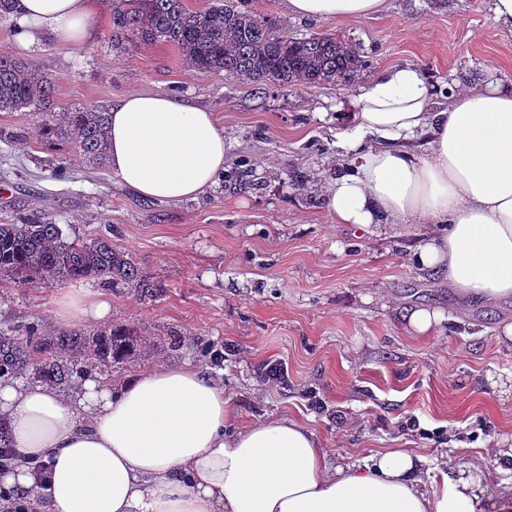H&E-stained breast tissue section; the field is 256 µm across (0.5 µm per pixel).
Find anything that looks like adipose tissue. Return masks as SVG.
<instances>
[{"mask_svg": "<svg viewBox=\"0 0 512 512\" xmlns=\"http://www.w3.org/2000/svg\"><path fill=\"white\" fill-rule=\"evenodd\" d=\"M292 15L358 20L390 0H286ZM88 0H16L20 39L59 45L90 34ZM414 65L364 85L342 148L352 162L323 189L340 224H426L415 257L460 293L512 299V87H459L446 110ZM109 166L129 190L158 202L197 198L224 170L213 112L180 98L132 92L109 105ZM426 137L424 154L400 141ZM372 147L361 148L363 139ZM106 296L64 295V321H102ZM224 387L200 370L165 365L120 383L98 375L70 396L0 377V422L17 464L0 484L38 512H512V483L485 499L473 477L435 471L404 450L333 463L292 418L228 431Z\"/></svg>", "mask_w": 512, "mask_h": 512, "instance_id": "adipose-tissue-1", "label": "adipose tissue"}]
</instances>
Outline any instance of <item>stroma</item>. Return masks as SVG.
<instances>
[{"mask_svg":"<svg viewBox=\"0 0 512 512\" xmlns=\"http://www.w3.org/2000/svg\"><path fill=\"white\" fill-rule=\"evenodd\" d=\"M285 33L349 39L368 67L346 86L272 93L223 73L186 71L178 49L154 43L112 47L106 0H94L81 46L40 36L21 46L0 21V48L51 77L54 109L108 107L130 92L189 100L224 129L226 179L196 200L159 203L120 183L72 149L54 151L36 112H0V222L49 216L72 235L108 237L155 283L153 294L90 282L111 301L109 321L133 329L140 347L103 369L125 379L167 363L209 373L224 386L234 427L291 416L315 432L332 460L406 449L431 461L452 458L483 495L512 481V348L497 327L512 302L464 298L413 252L424 230L396 224L383 234L335 223L323 188L349 159L337 144L336 114L383 69L411 63L437 82L439 107L460 85L512 84V26L494 0H391L384 13L354 21L287 13L283 0H252ZM71 284L21 287L0 280V331L64 329L59 300ZM443 312L421 338L406 309ZM224 363L212 365L209 351ZM286 368L284 382L263 367Z\"/></svg>","mask_w":512,"mask_h":512,"instance_id":"1","label":"stroma"}]
</instances>
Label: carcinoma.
Wrapping results in <instances>:
<instances>
[{"label": "carcinoma", "mask_w": 512, "mask_h": 512, "mask_svg": "<svg viewBox=\"0 0 512 512\" xmlns=\"http://www.w3.org/2000/svg\"><path fill=\"white\" fill-rule=\"evenodd\" d=\"M112 16V47L134 50L141 44L176 46L192 74L222 72L253 85L256 93L283 92L318 85L344 86L367 67L349 40L317 34L286 37L277 17L260 14L250 0H212L192 11L184 0H107ZM54 87L31 62L0 49V112L27 109L42 113L40 130L90 163L107 161V112L74 107L57 119L50 114ZM21 286L94 280L130 284L143 292L155 284L106 238L85 240L63 231L49 217L0 224V279ZM138 347L135 332L123 325L94 332L65 330L41 334L0 332V374H19L31 366L38 376L68 386L99 367L123 364Z\"/></svg>", "instance_id": "1"}]
</instances>
